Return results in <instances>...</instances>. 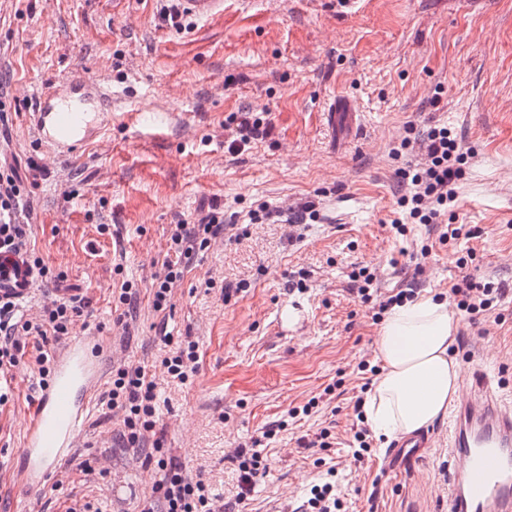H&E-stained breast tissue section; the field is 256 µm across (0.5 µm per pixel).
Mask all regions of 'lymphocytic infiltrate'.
<instances>
[{
	"mask_svg": "<svg viewBox=\"0 0 512 512\" xmlns=\"http://www.w3.org/2000/svg\"><path fill=\"white\" fill-rule=\"evenodd\" d=\"M232 139L229 150L244 149L251 141L270 133L271 123L266 114L236 112L229 118ZM422 144L423 164L404 169L402 177L411 189L398 201L403 218L394 219L391 226L398 234H405L407 222L435 224L448 207L458 202L457 185L464 174L468 155L452 131L432 127L424 138L405 137L402 149ZM23 183L12 165L0 163V253L25 255L37 276L48 277L50 268L42 257L28 248L29 227L24 222ZM224 233V210L213 206L207 214L190 224L177 225L172 237V259L163 263V271L152 286V306L161 312L171 305L173 290L201 252L212 240ZM450 294L458 308L468 314L470 321L491 309L501 294V288L491 282H479L465 277L452 285ZM84 297L72 295L43 307L38 317L24 313L20 300L0 297V370L15 365L22 356V337L68 335L74 317L86 307ZM108 408L122 416V434L128 447H140L145 432L156 426L157 385L145 367L123 363L112 369V383L108 392ZM162 473L157 482L155 499L147 502L142 512H217L207 486L189 477L180 462L171 458L168 450H161L156 461Z\"/></svg>",
	"mask_w": 512,
	"mask_h": 512,
	"instance_id": "1",
	"label": "lymphocytic infiltrate"
}]
</instances>
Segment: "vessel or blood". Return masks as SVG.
Here are the masks:
<instances>
[{
  "label": "vessel or blood",
  "mask_w": 512,
  "mask_h": 512,
  "mask_svg": "<svg viewBox=\"0 0 512 512\" xmlns=\"http://www.w3.org/2000/svg\"><path fill=\"white\" fill-rule=\"evenodd\" d=\"M189 17L208 20L224 13V0H182ZM112 94L81 76L44 87L33 128L50 157L77 153L98 132ZM32 276L0 265V290L29 294ZM112 366V346L93 332L76 336L54 353L46 387L23 440L20 478L41 487L75 446L90 396ZM469 391L448 412V512H512V404L496 392L487 373L473 370Z\"/></svg>",
  "instance_id": "b4317fda"
}]
</instances>
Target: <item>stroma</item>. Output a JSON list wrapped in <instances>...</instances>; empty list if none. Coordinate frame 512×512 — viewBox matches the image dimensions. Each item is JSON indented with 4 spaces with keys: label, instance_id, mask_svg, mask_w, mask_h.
I'll list each match as a JSON object with an SVG mask.
<instances>
[{
    "label": "stroma",
    "instance_id": "1",
    "mask_svg": "<svg viewBox=\"0 0 512 512\" xmlns=\"http://www.w3.org/2000/svg\"><path fill=\"white\" fill-rule=\"evenodd\" d=\"M156 0H0V74L11 105L0 117V158L26 187L30 246L61 282L36 281L25 312L36 316L77 288L90 305L73 334L92 331L116 358L148 367L158 383L155 437L190 476L234 502L237 448L267 457L243 512H294L331 479L345 512H448L441 471L447 417L412 463L386 470L391 443L372 439L353 458L363 427L354 412L376 360L378 321L353 271L374 272L388 295L412 288L447 297L463 275L499 284L478 321L457 312L452 354L476 361L512 397V0H224V13L176 29ZM112 89V120L76 156L48 158L30 129L46 83L71 74ZM338 120L329 123L328 110ZM268 113L264 140L232 152L226 118ZM452 128L470 158L458 205L443 223L466 225L440 243L443 224H389L408 187L400 172L421 155H394L407 126ZM224 205L246 236L218 240L184 271L173 306L154 311L150 287L178 222ZM258 201H312L318 220L289 242L288 224L250 223ZM106 232H99V225ZM138 285L136 315L112 291ZM249 288L228 299L224 288ZM167 335H160V328ZM199 344L187 384L167 379L174 343ZM0 405V512H141L160 475L152 443L124 447L121 418L103 381L80 446L44 487L17 477L39 392L34 353L7 373ZM316 400L307 415L293 408Z\"/></svg>",
    "mask_w": 512,
    "mask_h": 512
}]
</instances>
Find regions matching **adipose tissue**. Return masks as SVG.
<instances>
[{"instance_id": "obj_1", "label": "adipose tissue", "mask_w": 512, "mask_h": 512, "mask_svg": "<svg viewBox=\"0 0 512 512\" xmlns=\"http://www.w3.org/2000/svg\"><path fill=\"white\" fill-rule=\"evenodd\" d=\"M456 331L447 302L430 295L389 309L376 338L382 370L364 404L376 437L389 440L426 428L459 395L463 368L449 352Z\"/></svg>"}]
</instances>
